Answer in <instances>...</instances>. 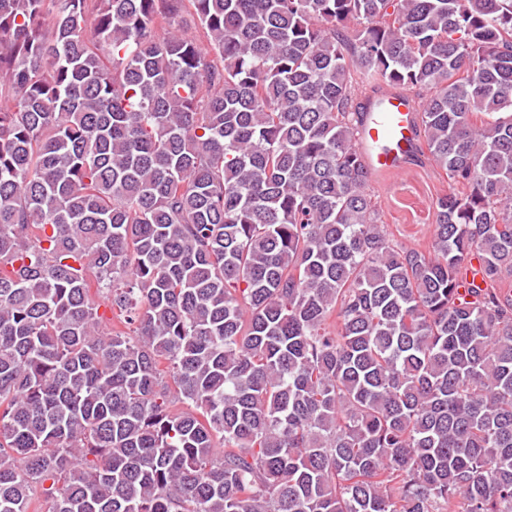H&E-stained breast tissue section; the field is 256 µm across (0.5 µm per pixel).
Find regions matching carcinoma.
Returning <instances> with one entry per match:
<instances>
[{"mask_svg":"<svg viewBox=\"0 0 512 512\" xmlns=\"http://www.w3.org/2000/svg\"><path fill=\"white\" fill-rule=\"evenodd\" d=\"M370 84L422 97L423 248ZM36 489L512 512V0H0V512ZM375 101L379 106L368 111L360 128V149L370 171L392 175L372 174L368 188L401 245H426L434 230L433 202L448 190V180L426 155L408 164L417 147V100L403 91L385 90Z\"/></svg>","mask_w":512,"mask_h":512,"instance_id":"cac0c4a2","label":"carcinoma"}]
</instances>
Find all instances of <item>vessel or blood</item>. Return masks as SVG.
<instances>
[{
    "label": "vessel or blood",
    "instance_id": "obj_1",
    "mask_svg": "<svg viewBox=\"0 0 512 512\" xmlns=\"http://www.w3.org/2000/svg\"><path fill=\"white\" fill-rule=\"evenodd\" d=\"M359 132V144L370 171L394 174L403 170L417 147L415 125L419 104L405 92L386 90Z\"/></svg>",
    "mask_w": 512,
    "mask_h": 512
}]
</instances>
